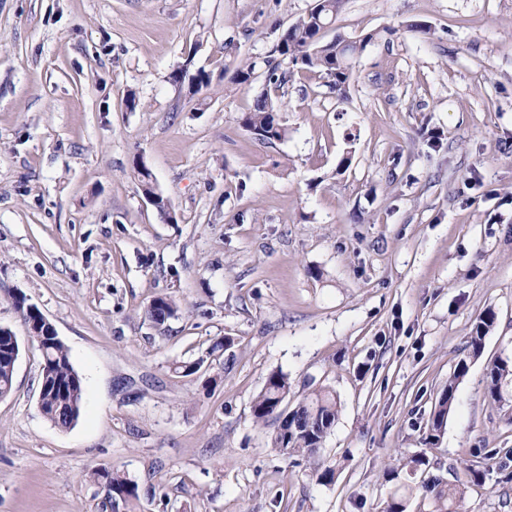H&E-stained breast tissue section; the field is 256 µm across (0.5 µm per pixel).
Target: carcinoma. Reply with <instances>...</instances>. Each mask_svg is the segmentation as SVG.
<instances>
[{"instance_id": "1", "label": "carcinoma", "mask_w": 512, "mask_h": 512, "mask_svg": "<svg viewBox=\"0 0 512 512\" xmlns=\"http://www.w3.org/2000/svg\"><path fill=\"white\" fill-rule=\"evenodd\" d=\"M343 2L344 0H317L307 15L298 18L287 28L275 49L279 58L269 63V84L276 89L281 87L286 69L298 67L320 73L328 79L333 89L340 90L345 87L353 75L354 56L373 39V35L368 34L358 41L335 40L325 44L321 42L326 26L336 20L343 8ZM280 110L278 100L266 93L257 99L253 110L244 117L243 127L259 140H280L285 136V129L276 120V112ZM139 174L142 177L145 194L154 198L155 206L162 214L169 215L164 198L155 192L150 182V173L142 169ZM11 298L25 324L39 319V309L27 303L24 295L13 294ZM175 312V301L166 296L155 298L147 310L149 317L157 323L165 321ZM494 319V312L489 309L478 318L471 329L467 357L459 361L454 373L448 377V384L442 390L426 437L428 442L437 440L454 401L457 386L468 372V359L480 355L484 337L493 326ZM38 347L42 354L40 382L48 383L55 388L52 403L44 408V417L60 428H69L80 416L83 400L81 377L75 370L69 351L62 341L42 342ZM511 387V357L499 358L487 366L486 395L490 399H505ZM290 393L291 384L288 376L280 371L270 373L264 387L252 401L254 422L264 425L271 420H278L280 411H287L288 422L283 426H277L271 436V447L288 456L299 454L308 458L312 461L317 479L330 482L335 472L330 467H322L318 454L338 417L336 391L326 385L319 386L292 406L288 402ZM397 462L398 466L385 469L384 475L393 481L397 479L400 467L411 473L421 472L424 475L421 488L425 491L424 501L427 506L424 512H462L468 486H479L482 483L481 472L474 468L469 469L468 479L464 481L458 477L447 481L440 476L432 475L427 471L430 461L424 455L399 458ZM92 477L104 486L107 499L114 508L121 503L129 508L139 499L137 485L115 469L108 466L97 467L92 470ZM415 494L416 487L410 484L395 486L383 502L381 512H407L408 501Z\"/></svg>"}]
</instances>
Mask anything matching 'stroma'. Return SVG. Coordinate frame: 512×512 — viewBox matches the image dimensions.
<instances>
[{
  "label": "stroma",
  "instance_id": "35a3bbf8",
  "mask_svg": "<svg viewBox=\"0 0 512 512\" xmlns=\"http://www.w3.org/2000/svg\"><path fill=\"white\" fill-rule=\"evenodd\" d=\"M315 4L0 0V327L20 349L0 398V512H126L92 478L102 464L137 485L135 512H378L385 465L420 453L447 479L483 471L467 512H512V402L484 389L512 356V0H345L325 41L372 37L349 85L293 73L287 134L259 141L242 120ZM184 68L207 90L174 82ZM16 293L82 378L70 428L39 410ZM160 296L178 311L158 324ZM274 371L294 400L335 389L332 481L254 423ZM494 319V312L488 309L483 313V315H481L478 318V320L474 324L467 341L468 353L466 357L468 359L477 358L480 355L484 337L489 332L490 328L493 326ZM468 369L469 366L467 360H460L454 370V373L448 378V384L442 390V394L429 428V434L426 437V440L430 444H433V442L437 440V437L439 436L438 433L441 431L444 420L447 417L454 401L457 386L460 380L466 376Z\"/></svg>",
  "mask_w": 512,
  "mask_h": 512
}]
</instances>
